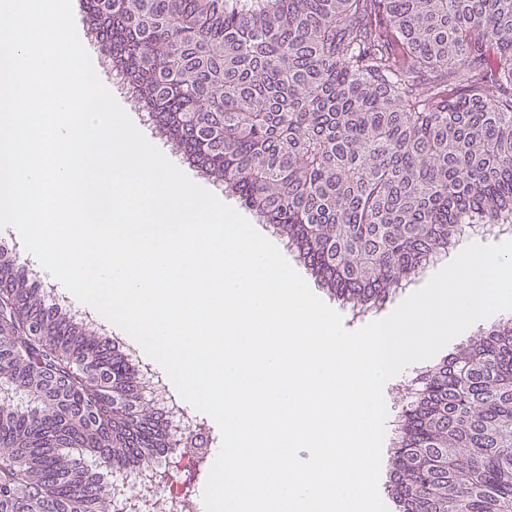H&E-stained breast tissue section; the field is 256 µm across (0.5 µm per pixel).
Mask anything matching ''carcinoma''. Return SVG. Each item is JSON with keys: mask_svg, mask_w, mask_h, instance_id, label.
I'll return each mask as SVG.
<instances>
[{"mask_svg": "<svg viewBox=\"0 0 512 512\" xmlns=\"http://www.w3.org/2000/svg\"><path fill=\"white\" fill-rule=\"evenodd\" d=\"M167 136L351 306L512 223V0H84ZM460 89L448 95V87ZM398 512H512V318L412 379ZM136 366L0 245V512H113L179 437Z\"/></svg>", "mask_w": 512, "mask_h": 512, "instance_id": "cac0c4a2", "label": "carcinoma"}]
</instances>
